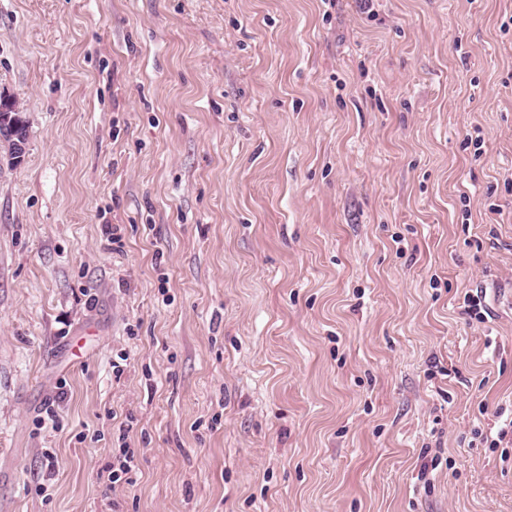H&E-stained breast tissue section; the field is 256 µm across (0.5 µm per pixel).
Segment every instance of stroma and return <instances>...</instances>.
<instances>
[{
  "instance_id": "35a3bbf8",
  "label": "stroma",
  "mask_w": 512,
  "mask_h": 512,
  "mask_svg": "<svg viewBox=\"0 0 512 512\" xmlns=\"http://www.w3.org/2000/svg\"><path fill=\"white\" fill-rule=\"evenodd\" d=\"M0 93V512H512V0H0ZM486 291L476 288V294L467 293L464 296L466 314L478 323H485L491 316V311L485 302Z\"/></svg>"
}]
</instances>
